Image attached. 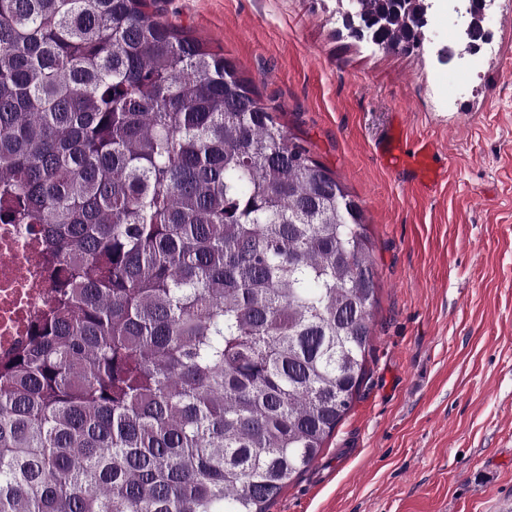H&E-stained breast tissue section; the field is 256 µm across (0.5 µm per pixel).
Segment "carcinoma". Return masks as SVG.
Segmentation results:
<instances>
[{
	"label": "carcinoma",
	"instance_id": "cac0c4a2",
	"mask_svg": "<svg viewBox=\"0 0 512 512\" xmlns=\"http://www.w3.org/2000/svg\"><path fill=\"white\" fill-rule=\"evenodd\" d=\"M148 7L0 0V223L38 226L57 290L0 362V512H269L366 376L362 205Z\"/></svg>",
	"mask_w": 512,
	"mask_h": 512
}]
</instances>
